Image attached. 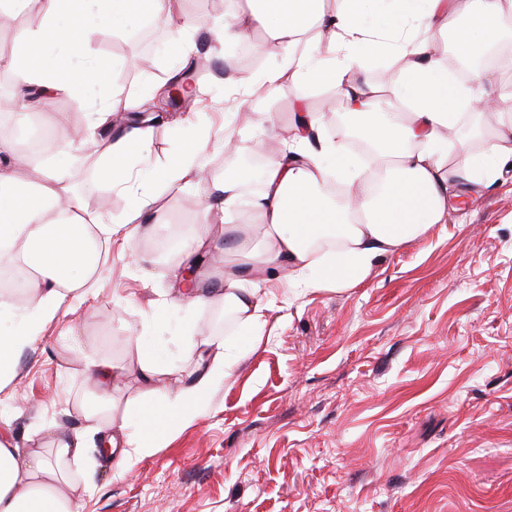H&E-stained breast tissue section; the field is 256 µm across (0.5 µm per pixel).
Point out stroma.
<instances>
[{"mask_svg": "<svg viewBox=\"0 0 512 512\" xmlns=\"http://www.w3.org/2000/svg\"><path fill=\"white\" fill-rule=\"evenodd\" d=\"M236 0H180L198 28L146 49L135 24L93 37L97 59L113 74L104 90L81 88L100 105L119 95L152 104L185 56L212 52L210 71L195 87L212 103L207 116L224 126V103L238 104L243 154L268 160L284 146L296 110L282 87L266 109L275 123H249L236 79L273 68L279 50L264 31L257 68L241 64L221 27ZM178 133L154 126L148 155L133 168L150 179L173 154ZM92 136L55 139L37 157L15 150L14 172L38 179L49 166L66 169L84 208L109 222L126 215L129 193L99 184ZM197 208H185L186 198ZM207 184L186 193L159 191L155 207L165 228H142L134 250L112 248L84 303L69 308L17 359L16 377L0 394V431L19 448L55 425L79 435L83 452L72 467L79 512H512V175L448 203L443 223L380 258L364 281L343 289L294 294L270 285L258 335L230 322L219 332L240 357L202 416L169 428L160 448L118 472L100 452L101 434L74 412L96 392L83 363L125 366L115 415L141 396L139 354L144 337L166 371L189 373L190 338L210 328L213 307L185 318L169 292L181 256L158 254L157 243L179 224L192 235L210 211L214 249L234 248L238 233L211 210Z\"/></svg>", "mask_w": 512, "mask_h": 512, "instance_id": "obj_1", "label": "stroma"}]
</instances>
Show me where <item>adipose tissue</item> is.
<instances>
[{
  "label": "adipose tissue",
  "instance_id": "adipose-tissue-1",
  "mask_svg": "<svg viewBox=\"0 0 512 512\" xmlns=\"http://www.w3.org/2000/svg\"><path fill=\"white\" fill-rule=\"evenodd\" d=\"M369 1L245 0L244 9L225 19L223 38L237 42L264 29L280 51L276 67L242 77L247 96L268 98L283 85L295 90L304 104L307 86L332 82L348 105L351 132L373 141L377 151L367 166L336 163L340 146L326 133L323 117L301 112L292 136L294 145L269 159L262 171V190L252 200L261 218V247L240 250L241 266L256 272L244 287L237 271L224 270L221 289L178 291L187 307L216 305L233 314L242 327L256 331L263 322L260 273H284L303 291L343 289L358 284L378 258L441 223L448 202L464 191L485 187L491 173L512 160V84L492 69L475 70L467 81L455 79L442 57V38L455 32L461 54L477 59L500 40L512 20V0H373L393 26L381 28L364 17ZM37 16L19 36L8 66L16 93L38 90V105L49 107L59 96H72L71 112L61 114L55 132L66 138L74 119L92 115L102 133L97 140L103 163L99 180L128 190L135 205L122 220L106 223L86 214L73 194L64 170L47 172L40 181L17 179L4 158L12 151L0 139V246L14 249L28 270L24 292L31 304L17 313L10 298L0 295V320L12 321L9 335L0 336V391L11 383L18 355L40 339L46 325L57 321L68 301L89 296L103 270L111 245L136 243L142 215L151 213L159 189L182 190L189 182L211 184L222 203L224 223L236 221L241 201L238 181L208 173L201 156L213 129L195 120L187 143L165 165L153 183L138 182L130 158L149 150L152 130L143 124L113 128L114 115L134 112L136 99L112 97L91 108L77 96L80 86L106 88L109 68L91 61L92 34L125 27L129 18L144 15L177 33L191 20L179 15L176 0H37ZM394 62L386 84L363 76L359 47ZM491 101L501 121L483 152L448 154V135L480 101ZM349 186L343 202L331 201L329 178ZM334 237L336 247L319 254L309 245L318 234ZM148 410L137 419L115 420L102 414V439L119 463L151 456L160 444L157 420L195 422L206 396L227 381L238 365L223 340L196 336L193 356L198 369L184 379L161 371L141 339H133ZM45 451L22 453L0 438V512H78L67 490L70 461L81 451L78 435L48 429Z\"/></svg>",
  "mask_w": 512,
  "mask_h": 512
}]
</instances>
